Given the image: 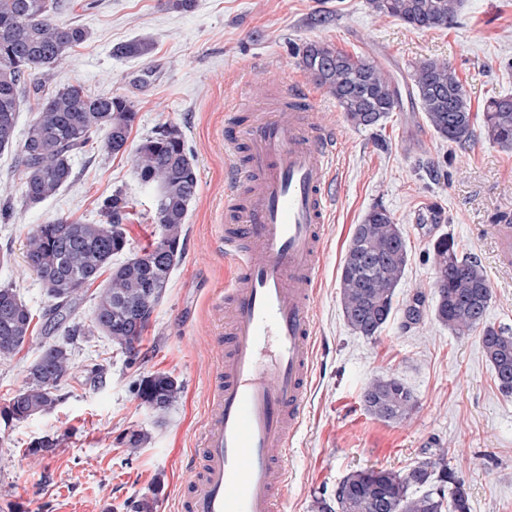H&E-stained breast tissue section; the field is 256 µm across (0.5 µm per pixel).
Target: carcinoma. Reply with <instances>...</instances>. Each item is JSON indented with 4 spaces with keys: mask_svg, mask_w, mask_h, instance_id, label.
Returning a JSON list of instances; mask_svg holds the SVG:
<instances>
[{
    "mask_svg": "<svg viewBox=\"0 0 512 512\" xmlns=\"http://www.w3.org/2000/svg\"><path fill=\"white\" fill-rule=\"evenodd\" d=\"M461 0H367L379 16L394 17L418 30L446 29ZM60 0H0V151L15 139L22 102H36V114L20 145L14 170L22 201L36 205L70 182L74 156L93 147L95 135L105 133L103 147L111 155L115 135L128 143L137 118L134 102L124 95L90 93L79 82L53 84L54 70L85 47L89 32L76 24L56 20ZM147 43L132 41L113 49L118 57L145 54ZM299 65L316 85L334 97L347 120L357 128L379 125L399 107V94L388 73L363 55H351L313 41L300 55ZM39 77H33V71ZM412 94L417 97L428 126L443 141L465 147L482 123L487 137L503 148L512 147V97L486 102L482 114L471 112L463 79L446 61L424 60L413 66ZM134 169L142 180L162 189L163 200L153 221L161 225L158 240L120 262L112 258L127 245L122 224L131 220L129 202L116 190L100 205L104 221L87 224L79 218H59L39 225L28 237L26 263L55 300L49 321L74 336L81 325L69 324L88 287L104 274L94 296L90 333H99L128 359L140 353L143 334L156 305L146 306L149 289L164 295L180 257L163 258L168 242L183 243L189 205L198 186L193 156L182 131L165 125L145 138L132 152ZM438 267L434 316L456 336L476 335L492 363L499 391L512 396V331L487 322L492 289L480 263L460 250L451 237L433 242ZM453 270H448V262ZM409 262L406 239L391 214L376 206L355 225L340 271V302L352 330L371 339L395 310L396 290ZM34 314L14 288H0V361L12 358L32 336ZM46 364L33 363L27 381L0 414L15 420L29 412L47 413L60 400L58 391L72 369L71 353L58 344H45ZM181 388L166 373L145 377L138 397L150 407L168 410ZM362 402L374 418L401 423L416 407L412 390L395 377H375L365 387ZM444 449L404 472L383 468L356 470L336 488L337 512H471L465 484L457 478ZM325 500L319 512H332Z\"/></svg>",
    "mask_w": 512,
    "mask_h": 512,
    "instance_id": "carcinoma-1",
    "label": "carcinoma"
}]
</instances>
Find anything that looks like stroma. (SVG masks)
I'll use <instances>...</instances> for the list:
<instances>
[{
	"instance_id": "35a3bbf8",
	"label": "stroma",
	"mask_w": 512,
	"mask_h": 512,
	"mask_svg": "<svg viewBox=\"0 0 512 512\" xmlns=\"http://www.w3.org/2000/svg\"><path fill=\"white\" fill-rule=\"evenodd\" d=\"M60 21L90 34L86 48L56 69L54 81L79 82L92 93L123 94L138 110L128 144L137 146L160 126L183 133L198 171L196 194L184 226L182 258L144 334L140 356H126L102 335L66 341L63 331L35 329L32 339L0 362V407L23 388L44 342H67L71 375L63 400L50 412L25 420L0 416V512H131L147 499L154 512H175L188 477L187 460L204 419L213 362V302L233 269L218 242L224 221V119L240 112L247 124L274 84H302L327 106L340 132L334 220L316 302L317 352L304 425L289 454L288 512H315L319 499L334 502L337 484L367 468L406 471L430 447L444 448L465 481L471 512H512V397L503 396L477 337L453 335L433 316L432 243L441 235L464 245L486 270L492 288L488 319L512 327V269L500 267L483 224L512 212V149L493 144L476 128L470 145L440 140L408 96L415 62L444 60L464 78L473 111L494 96L512 95V0H463L445 30L420 31L392 17L374 16L366 0H195L191 9L166 0H94L92 8L63 0ZM328 14L326 25H312ZM144 41L146 55L117 57L120 44ZM310 41L350 54L370 55L379 42L381 66L402 98L399 110L378 126L359 130L334 98L300 68L299 49ZM18 152L0 153V287H16L35 314L52 300L26 267L27 236L40 224L72 216L100 221L99 202L123 190L137 214L126 224V256L158 237L156 191L135 173L129 155L94 148L75 156L70 183L42 203L28 206L12 172ZM439 206L438 223L420 224L418 211ZM387 209L411 249L395 298L396 308L378 336H358L340 304L339 276L354 227L372 207ZM102 366L105 380L85 376ZM165 373L181 393L157 414L136 396L143 377ZM377 375L404 381L417 405L403 424L369 415L361 401ZM133 431L148 441L130 449ZM61 445L49 456L31 454L42 437Z\"/></svg>"
}]
</instances>
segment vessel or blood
Returning a JSON list of instances; mask_svg holds the SVG:
<instances>
[{
    "mask_svg": "<svg viewBox=\"0 0 512 512\" xmlns=\"http://www.w3.org/2000/svg\"><path fill=\"white\" fill-rule=\"evenodd\" d=\"M316 100L283 94L247 128L224 127V259L215 303L220 350L176 512H287L288 452L308 405L315 293L339 142ZM512 264V224L488 225Z\"/></svg>",
    "mask_w": 512,
    "mask_h": 512,
    "instance_id": "1",
    "label": "vessel or blood"
}]
</instances>
